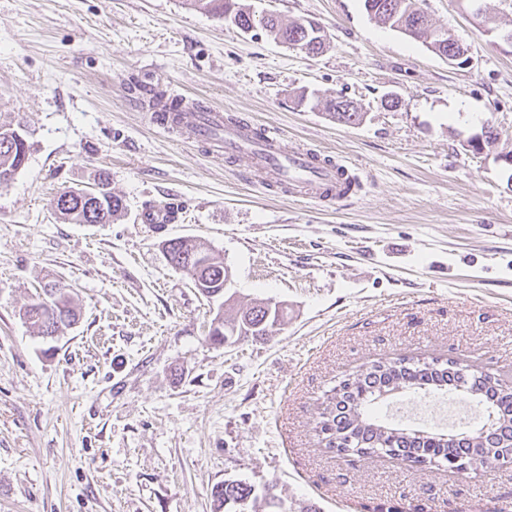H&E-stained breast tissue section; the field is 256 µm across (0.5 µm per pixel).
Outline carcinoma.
I'll return each instance as SVG.
<instances>
[{
	"label": "carcinoma",
	"mask_w": 512,
	"mask_h": 512,
	"mask_svg": "<svg viewBox=\"0 0 512 512\" xmlns=\"http://www.w3.org/2000/svg\"><path fill=\"white\" fill-rule=\"evenodd\" d=\"M190 6L230 19L242 31L261 28L274 40L287 45L300 44L309 53L323 49L325 40L313 30L305 28L302 20L287 25L279 22L273 14L257 15L236 5L235 0H186ZM368 15L377 22L395 28L406 36L418 40L431 30L428 16L411 6V0H363ZM458 43L451 35L429 42L431 50L441 57H448ZM332 118L345 125H358L363 113L353 102L339 94L326 103ZM17 129L0 123V170L17 172L28 159L29 150L19 151ZM101 195L98 209L114 219L125 210L122 197L112 193L107 180L99 181ZM70 206L57 211L71 224H87L89 219L85 207L80 205V190L69 191ZM224 268V260L213 255L212 262L194 269L193 275L200 281L211 284L219 282L217 269ZM265 312L252 307L241 314L222 318L219 326L209 330L214 342L236 341L248 334L265 335V327L259 326V316ZM25 317L38 326L40 333L49 327H68L75 321L76 313L71 297L63 288H51L44 296L28 305ZM384 390H401L429 395L438 391H461L465 398L480 405L486 413L485 423L494 425L491 417L509 416L512 411V378L499 373L483 371L474 364H461L454 358L399 356L381 359L360 369L330 389L324 401L325 407L320 421V432L324 434L325 447L343 456L388 457L406 466L436 467L451 457L466 458L472 462L466 475L470 479L483 478L498 466L499 453L512 451V424H500L487 431L485 442L497 444L491 453L479 443L480 434L470 430L465 434L433 430H419L401 425L385 423L374 414L372 405ZM214 501L220 506L234 507L248 500L249 512H290L285 501L268 486L257 492L253 485L243 480H226L224 485L212 489Z\"/></svg>",
	"instance_id": "1"
}]
</instances>
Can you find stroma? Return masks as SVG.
<instances>
[{"instance_id":"1","label":"stroma","mask_w":512,"mask_h":512,"mask_svg":"<svg viewBox=\"0 0 512 512\" xmlns=\"http://www.w3.org/2000/svg\"><path fill=\"white\" fill-rule=\"evenodd\" d=\"M238 2L315 21L323 51L185 0H0V122L30 144L0 186V512H217L228 479L318 512L512 504V464L479 480L409 471L330 452L317 429L324 393L381 358L512 369V43L466 0H413L467 47L466 68L362 0ZM153 88L251 115L364 189L324 203L253 181L247 159L153 125ZM339 93L361 124L327 115ZM486 124L499 138L473 151ZM102 175L126 204L112 223L55 213L56 195ZM164 205L175 222H143ZM173 238L223 257L236 301L281 302V325L211 345L219 305L169 264ZM48 283L77 312L53 340L23 317Z\"/></svg>"}]
</instances>
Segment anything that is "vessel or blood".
Wrapping results in <instances>:
<instances>
[{
  "mask_svg": "<svg viewBox=\"0 0 512 512\" xmlns=\"http://www.w3.org/2000/svg\"><path fill=\"white\" fill-rule=\"evenodd\" d=\"M186 134L189 139L208 144L216 157L251 151L252 178L283 184L293 197L343 201L358 187L344 165L313 150L283 151L276 133L255 120L228 125L222 110L209 108L194 113Z\"/></svg>",
  "mask_w": 512,
  "mask_h": 512,
  "instance_id": "obj_1",
  "label": "vessel or blood"
}]
</instances>
